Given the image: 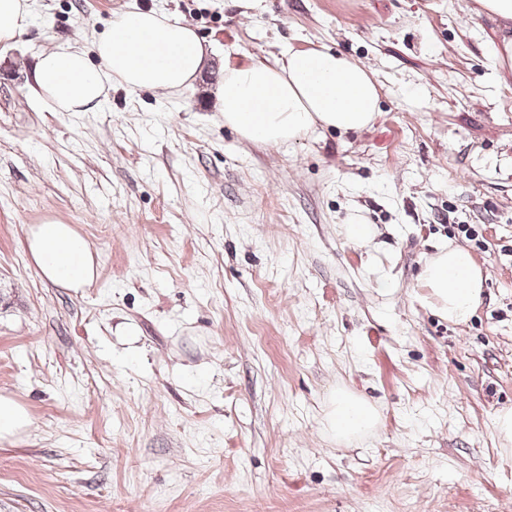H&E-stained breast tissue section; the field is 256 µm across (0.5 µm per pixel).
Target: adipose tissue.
Returning a JSON list of instances; mask_svg holds the SVG:
<instances>
[{"mask_svg":"<svg viewBox=\"0 0 512 512\" xmlns=\"http://www.w3.org/2000/svg\"><path fill=\"white\" fill-rule=\"evenodd\" d=\"M29 0H0V45L14 44L29 26ZM207 51L192 26L154 10L115 14L91 50L61 46L42 53L32 92L47 112H93L112 86L130 92L172 93L191 88ZM224 124L266 145L297 141L318 130L357 132L377 117L379 92L371 70L333 50L291 49L275 59L225 64L215 89ZM26 249L42 279L80 289L97 275L88 242L71 224L30 226ZM484 277L463 246H441L419 275V302L452 324H465L483 299ZM323 421L337 441L373 433L376 407L354 392L333 395Z\"/></svg>","mask_w":512,"mask_h":512,"instance_id":"adipose-tissue-1","label":"adipose tissue"}]
</instances>
